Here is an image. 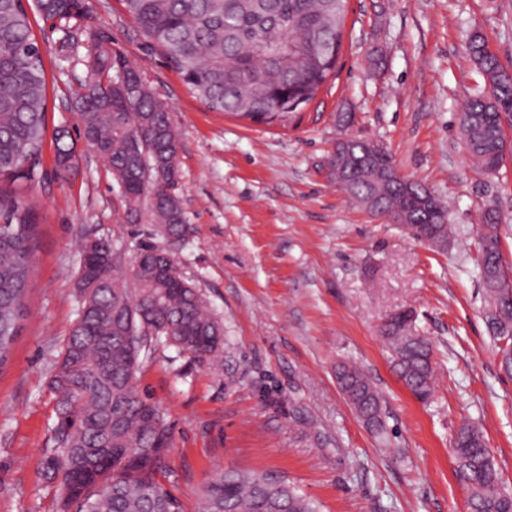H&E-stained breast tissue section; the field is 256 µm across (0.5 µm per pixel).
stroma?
I'll use <instances>...</instances> for the list:
<instances>
[{
    "label": "stroma",
    "instance_id": "35a3bbf8",
    "mask_svg": "<svg viewBox=\"0 0 512 512\" xmlns=\"http://www.w3.org/2000/svg\"><path fill=\"white\" fill-rule=\"evenodd\" d=\"M94 18L170 106L180 134L182 206L192 234L180 270L224 326V366L158 351L140 388L172 426L170 489L193 512L220 469L282 473L323 512H469L452 439L481 428L512 490V375L486 324L477 270L484 209L501 218L512 269V151L496 174L463 150L457 115L484 88L467 51L480 29L512 71V0H348L335 76L288 126L209 110L151 47L119 0H92ZM47 72L49 126L75 124L69 92L87 80L83 44L65 48L33 23ZM383 144L398 171L448 208L454 237L430 248L366 213L331 176L341 134ZM49 172L32 191L38 249L29 313L0 371V512H57L43 470L54 398L51 367L77 317L85 239L133 257L149 223H129L105 162L83 150L80 171ZM412 310L432 344L435 390L416 400L398 381L379 333ZM359 367L384 398L387 432L373 434L336 384Z\"/></svg>",
    "mask_w": 512,
    "mask_h": 512
}]
</instances>
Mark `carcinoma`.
Listing matches in <instances>:
<instances>
[{"label": "carcinoma", "instance_id": "obj_1", "mask_svg": "<svg viewBox=\"0 0 512 512\" xmlns=\"http://www.w3.org/2000/svg\"><path fill=\"white\" fill-rule=\"evenodd\" d=\"M141 36L158 48L210 110L265 122L292 119L315 100L334 74L342 46L347 0H121ZM35 11L62 32L70 46L71 21L91 18V0H33ZM84 65L90 81L72 90L79 137L98 153L118 186L127 218H149L156 235L185 245L187 224L178 188L158 169L180 173V142L170 108L141 70L112 47V36L85 25ZM468 51L486 89L459 115L468 156L486 174L505 159L503 124L512 121V74L474 30ZM138 81L130 94L114 85L117 69ZM47 76L23 0H0V369L27 315V291L38 246L36 209L25 191L45 178ZM55 171L78 169L76 144L66 126L54 129ZM388 150L371 165L335 176L349 197L379 196L383 209L401 208L409 233L430 243L435 231L453 236L440 199L420 184L390 180ZM479 275L496 278L505 266L500 219L481 216ZM167 249L146 242L137 276L112 259V243L86 240L82 258L90 285L78 289L77 318L49 378L54 396L51 446L44 475L60 512H185L166 485L171 433L164 412L139 389L143 365L158 348L188 353L199 366H223L224 326L191 281L177 273ZM487 327L512 353V284L484 288ZM410 310L389 314L380 326L398 380L420 401L434 393L433 348L416 332ZM342 394L364 425L382 433V397L355 365L336 366ZM455 472L467 488L472 512H512L507 491L483 432L462 424L453 442ZM198 512H322L286 477L230 468L217 471L198 495Z\"/></svg>", "mask_w": 512, "mask_h": 512}]
</instances>
